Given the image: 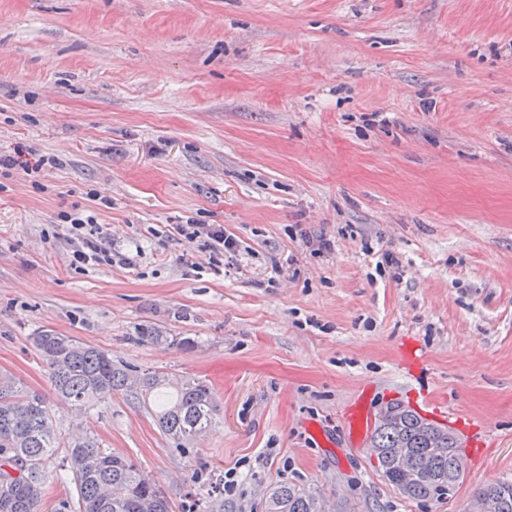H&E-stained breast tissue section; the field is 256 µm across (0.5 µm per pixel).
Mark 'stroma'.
Returning <instances> with one entry per match:
<instances>
[{
  "label": "stroma",
  "instance_id": "stroma-1",
  "mask_svg": "<svg viewBox=\"0 0 512 512\" xmlns=\"http://www.w3.org/2000/svg\"><path fill=\"white\" fill-rule=\"evenodd\" d=\"M0 156V372L170 512H265L283 484L324 512H467L512 478V0H0ZM70 213L134 265L71 268ZM187 222L239 254L215 265ZM42 329L206 381L215 426L183 454L122 395L57 400ZM422 397L487 427L438 502L345 424ZM177 232L189 243L196 244L201 252L212 254H221L224 257L229 255L231 258L238 255L239 243L232 236L224 233V227L220 224H180L177 225Z\"/></svg>",
  "mask_w": 512,
  "mask_h": 512
}]
</instances>
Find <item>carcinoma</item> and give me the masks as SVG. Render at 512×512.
Segmentation results:
<instances>
[{"mask_svg": "<svg viewBox=\"0 0 512 512\" xmlns=\"http://www.w3.org/2000/svg\"><path fill=\"white\" fill-rule=\"evenodd\" d=\"M32 346L49 369L55 395L76 408L90 407L120 393L152 409L162 433L176 446L204 434L215 423L216 405L207 382L180 381L164 371L117 365L112 354L76 336L43 329ZM59 434L45 397L13 376L0 374V512H41L47 462ZM382 476L405 499H445L464 477L458 437L399 404L389 405L371 435ZM406 449L403 461L397 451ZM65 461L77 500L62 498L55 512H170L154 478L128 457L103 448L94 434L68 444ZM476 500L490 512H512V480L479 488ZM266 512H321L319 498L295 485H282Z\"/></svg>", "mask_w": 512, "mask_h": 512, "instance_id": "carcinoma-1", "label": "carcinoma"}]
</instances>
